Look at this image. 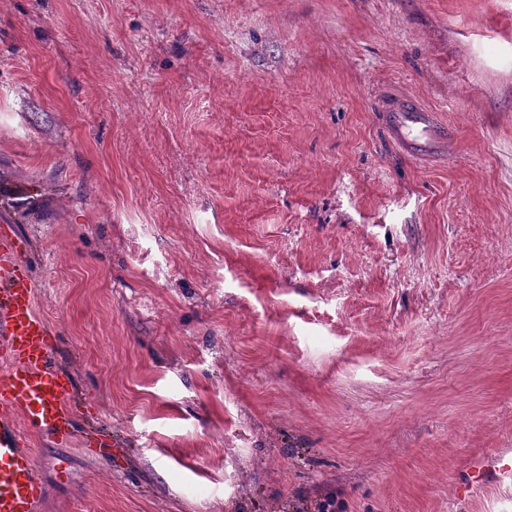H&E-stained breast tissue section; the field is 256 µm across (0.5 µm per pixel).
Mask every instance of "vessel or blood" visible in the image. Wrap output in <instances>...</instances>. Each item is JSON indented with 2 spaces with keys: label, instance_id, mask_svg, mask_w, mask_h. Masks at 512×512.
Instances as JSON below:
<instances>
[{
  "label": "vessel or blood",
  "instance_id": "1",
  "mask_svg": "<svg viewBox=\"0 0 512 512\" xmlns=\"http://www.w3.org/2000/svg\"><path fill=\"white\" fill-rule=\"evenodd\" d=\"M387 124L394 135L419 128L420 139L404 138L409 151L426 154L443 146L446 131L437 130L434 115L419 104L389 103ZM49 321L35 310L33 282L20 252L11 239L0 237V512H35L43 481L21 433L39 434L51 429L55 441L69 444L75 437L72 383L53 360ZM25 430L17 432L16 419ZM475 478L512 479V450L473 457Z\"/></svg>",
  "mask_w": 512,
  "mask_h": 512
}]
</instances>
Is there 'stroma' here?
<instances>
[{"label": "stroma", "instance_id": "35a3bbf8", "mask_svg": "<svg viewBox=\"0 0 512 512\" xmlns=\"http://www.w3.org/2000/svg\"><path fill=\"white\" fill-rule=\"evenodd\" d=\"M0 227L118 441L37 512H512V0H0ZM386 113L389 129L409 151L425 155L446 143L445 128L442 131L437 130L434 114L428 108L420 104L403 105L392 102L387 105ZM412 127L420 128L421 141L410 139L409 133L402 132L403 129L410 130ZM470 469L473 477L482 480L491 475L499 482L512 479V452L503 448L490 455H479L471 459Z\"/></svg>", "mask_w": 512, "mask_h": 512}]
</instances>
